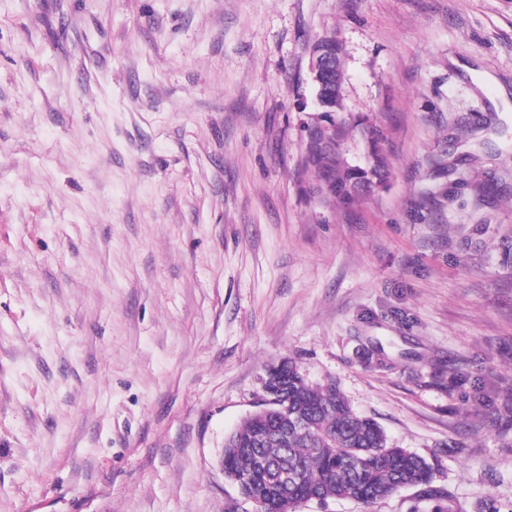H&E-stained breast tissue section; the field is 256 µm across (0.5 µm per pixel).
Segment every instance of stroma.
<instances>
[{
    "label": "stroma",
    "mask_w": 512,
    "mask_h": 512,
    "mask_svg": "<svg viewBox=\"0 0 512 512\" xmlns=\"http://www.w3.org/2000/svg\"><path fill=\"white\" fill-rule=\"evenodd\" d=\"M326 34L389 133L348 210L297 177ZM502 128L512 0H0V512H225L285 360L512 512Z\"/></svg>",
    "instance_id": "1"
}]
</instances>
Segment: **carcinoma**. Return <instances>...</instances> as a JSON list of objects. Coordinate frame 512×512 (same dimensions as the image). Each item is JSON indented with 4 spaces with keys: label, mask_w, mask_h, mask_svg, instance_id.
Masks as SVG:
<instances>
[{
    "label": "carcinoma",
    "mask_w": 512,
    "mask_h": 512,
    "mask_svg": "<svg viewBox=\"0 0 512 512\" xmlns=\"http://www.w3.org/2000/svg\"><path fill=\"white\" fill-rule=\"evenodd\" d=\"M326 123L336 150L324 152L305 138L297 175L309 190L333 206L349 208L387 186L390 167L383 151L385 128L344 113L342 93L330 111L308 125ZM359 134L366 148L364 164L347 157L345 144ZM278 400L266 412L250 416L233 432L224 449V478L237 497L228 512H285L316 499H352L366 506L404 489L414 490L408 512H459L435 483L432 465L423 457L389 444L383 428L356 414L334 384L312 385L296 365L281 368ZM294 474L286 484L275 471Z\"/></svg>",
    "instance_id": "cac0c4a2"
}]
</instances>
